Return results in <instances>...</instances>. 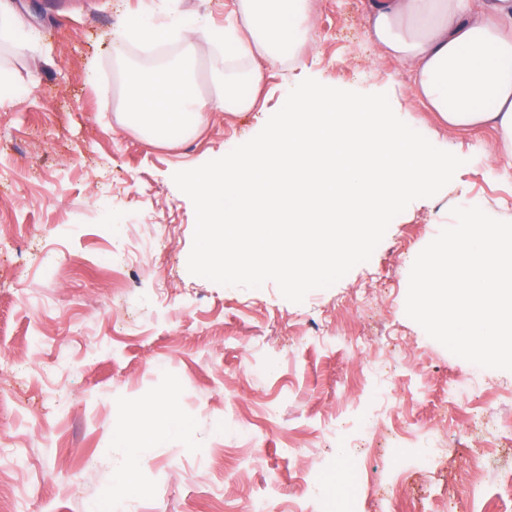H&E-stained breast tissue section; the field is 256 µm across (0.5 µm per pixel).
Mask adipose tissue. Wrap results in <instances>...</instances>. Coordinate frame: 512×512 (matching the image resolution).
<instances>
[{
    "label": "adipose tissue",
    "instance_id": "ef3b65f1",
    "mask_svg": "<svg viewBox=\"0 0 512 512\" xmlns=\"http://www.w3.org/2000/svg\"><path fill=\"white\" fill-rule=\"evenodd\" d=\"M309 21L307 0H238L224 24L208 15L168 8L164 21L146 13L121 15L114 42L146 43L179 35L224 46V94L204 97L190 75L194 58L148 70L126 68L124 119L153 142H168L213 110L254 108L268 68L300 43ZM369 38L394 59L410 63L412 98L437 112L451 129L494 127L498 152L512 159V0H371Z\"/></svg>",
    "mask_w": 512,
    "mask_h": 512
}]
</instances>
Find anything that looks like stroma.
I'll return each instance as SVG.
<instances>
[{"instance_id": "obj_1", "label": "stroma", "mask_w": 512, "mask_h": 512, "mask_svg": "<svg viewBox=\"0 0 512 512\" xmlns=\"http://www.w3.org/2000/svg\"><path fill=\"white\" fill-rule=\"evenodd\" d=\"M299 60L268 70L262 107L205 113L191 135L149 142L120 120L124 65L147 46L112 41L122 12L163 0H0L36 42L0 46L22 96L0 108V507L84 512H449L478 467L480 512H512V371L448 351L405 312L417 254L451 208L512 221V165L489 127L451 130L405 95L407 63L367 35L369 0H309ZM387 93L398 117L463 158L436 196L390 223L370 262L286 300L191 275L195 211L175 172L250 140L304 78ZM124 288L112 286L111 265ZM158 408L138 412L145 400ZM188 428L141 449L140 490L113 478V431ZM403 416L434 431L424 464L396 440ZM317 469L320 492L305 472Z\"/></svg>"}]
</instances>
